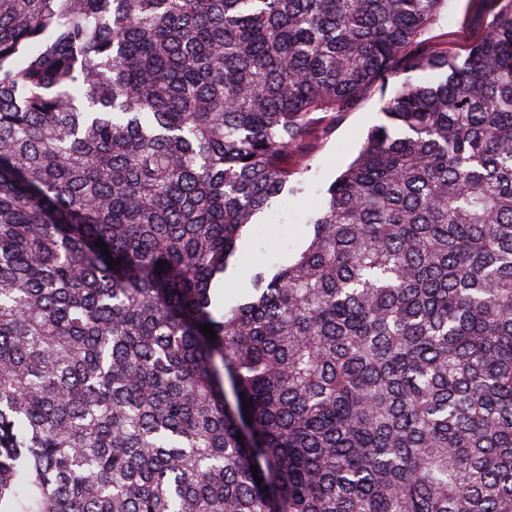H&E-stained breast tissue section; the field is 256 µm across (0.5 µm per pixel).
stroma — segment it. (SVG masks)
I'll return each mask as SVG.
<instances>
[{
	"mask_svg": "<svg viewBox=\"0 0 512 512\" xmlns=\"http://www.w3.org/2000/svg\"><path fill=\"white\" fill-rule=\"evenodd\" d=\"M486 22L481 0H448L445 19L435 26L433 34L436 40L447 43L450 51L462 56L483 34ZM385 121L376 96L337 119L332 132L305 159L302 192H284L277 203L258 213L251 226L244 229L238 242L240 267L227 275L226 295L248 289L243 268L287 262L294 249L307 242L308 214L322 205L327 187L357 156L368 131Z\"/></svg>",
	"mask_w": 512,
	"mask_h": 512,
	"instance_id": "stroma-1",
	"label": "stroma"
}]
</instances>
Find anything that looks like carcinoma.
<instances>
[{"mask_svg": "<svg viewBox=\"0 0 512 512\" xmlns=\"http://www.w3.org/2000/svg\"><path fill=\"white\" fill-rule=\"evenodd\" d=\"M488 2L461 58L430 36L448 0H0V512H512ZM375 94L307 245L219 298Z\"/></svg>", "mask_w": 512, "mask_h": 512, "instance_id": "cac0c4a2", "label": "carcinoma"}]
</instances>
